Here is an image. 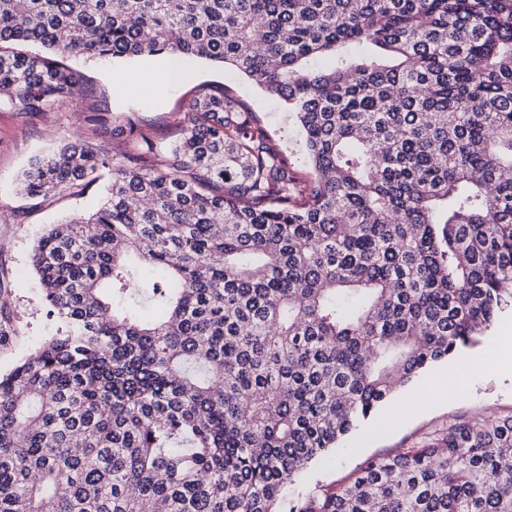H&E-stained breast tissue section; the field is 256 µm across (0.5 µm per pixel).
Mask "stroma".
I'll return each instance as SVG.
<instances>
[{"mask_svg":"<svg viewBox=\"0 0 512 512\" xmlns=\"http://www.w3.org/2000/svg\"><path fill=\"white\" fill-rule=\"evenodd\" d=\"M83 78L73 104L38 117H27L0 106V303L11 317V332L0 338V371L55 334L58 323L48 314L31 266L32 248L50 224L88 212L106 195L109 173L54 203L26 197L20 178L34 157L74 142H92L121 149L127 137L111 126L84 122V110L109 103L118 120L130 119L169 142L173 131L187 120L184 108L190 90L201 83L232 85L237 95L259 114L274 142L305 165L301 132L282 102L261 91L231 69L187 59L178 79L166 80L168 56L129 61L71 59ZM512 340V308L505 309L479 344L463 349L431 366L398 391L380 410L378 420L361 424L329 458L316 462L300 482L306 489L332 491L355 476L365 460L396 454L423 445L449 423L477 419L488 423L512 416V371L498 369L480 375L467 368L489 355L494 341ZM458 378L447 391L435 392L438 374Z\"/></svg>","mask_w":512,"mask_h":512,"instance_id":"35a3bbf8","label":"stroma"}]
</instances>
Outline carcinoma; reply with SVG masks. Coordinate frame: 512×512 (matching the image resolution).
<instances>
[{"mask_svg":"<svg viewBox=\"0 0 512 512\" xmlns=\"http://www.w3.org/2000/svg\"><path fill=\"white\" fill-rule=\"evenodd\" d=\"M162 54L283 100L310 175L225 84L164 156L129 121L30 164L45 201L112 179L33 247L65 330L0 373V512H512V417L287 496L512 305V0H0L21 113L73 102L70 57Z\"/></svg>","mask_w":512,"mask_h":512,"instance_id":"carcinoma-1","label":"carcinoma"}]
</instances>
